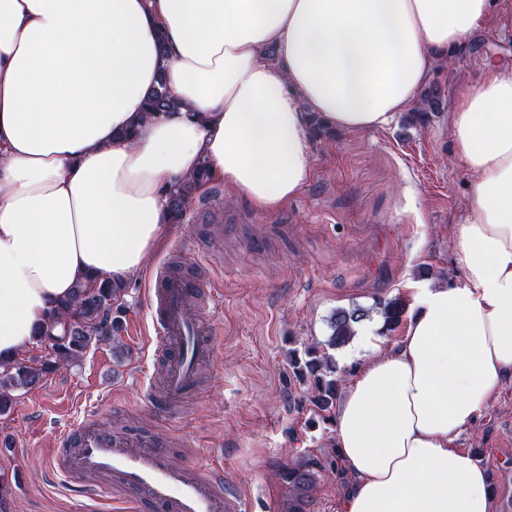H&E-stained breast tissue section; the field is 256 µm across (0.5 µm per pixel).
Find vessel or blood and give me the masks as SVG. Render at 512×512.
<instances>
[{"mask_svg": "<svg viewBox=\"0 0 512 512\" xmlns=\"http://www.w3.org/2000/svg\"><path fill=\"white\" fill-rule=\"evenodd\" d=\"M194 281L157 272L149 290L151 333L147 343L164 372L166 394L158 413L192 389L201 360L210 352L203 325L188 312ZM51 472L66 477L89 497L107 495L128 512H238L224 493L222 462L175 464L165 444L138 433H116L94 419L65 436L49 456Z\"/></svg>", "mask_w": 512, "mask_h": 512, "instance_id": "b4317fda", "label": "vessel or blood"}]
</instances>
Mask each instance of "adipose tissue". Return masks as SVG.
<instances>
[{"instance_id": "1", "label": "adipose tissue", "mask_w": 512, "mask_h": 512, "mask_svg": "<svg viewBox=\"0 0 512 512\" xmlns=\"http://www.w3.org/2000/svg\"><path fill=\"white\" fill-rule=\"evenodd\" d=\"M498 0H0V358L88 275L141 273L168 194L207 166L257 210L310 177V114L346 132L417 107ZM166 80L177 111L150 115ZM473 177L462 281L419 287L374 340L334 419L341 512H491L455 447L512 376V60L488 61L454 116Z\"/></svg>"}]
</instances>
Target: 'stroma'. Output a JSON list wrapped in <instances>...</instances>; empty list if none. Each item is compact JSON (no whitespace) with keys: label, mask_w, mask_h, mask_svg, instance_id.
<instances>
[{"label":"stroma","mask_w":512,"mask_h":512,"mask_svg":"<svg viewBox=\"0 0 512 512\" xmlns=\"http://www.w3.org/2000/svg\"><path fill=\"white\" fill-rule=\"evenodd\" d=\"M490 55L512 59L511 26L490 23L454 64L433 74L438 99L424 123L402 112L366 132L326 125L311 134V176L275 211H257L220 182L195 195L143 274L127 280L115 345L88 349L0 415L7 512H125L48 470L60 433L87 414L118 431L157 437L181 464L219 455L224 490L240 498L242 512H288L278 471L305 454L323 455L335 436L334 424L310 425L288 352L325 341L336 309L410 300L431 276L461 280L454 229L470 212L472 178L454 156L452 115ZM164 266L198 279L192 313L212 353L196 391L161 421L147 394L154 362L146 339L152 276ZM456 446L491 476L493 512H512V480L503 477L512 463V377Z\"/></svg>","instance_id":"stroma-1"}]
</instances>
